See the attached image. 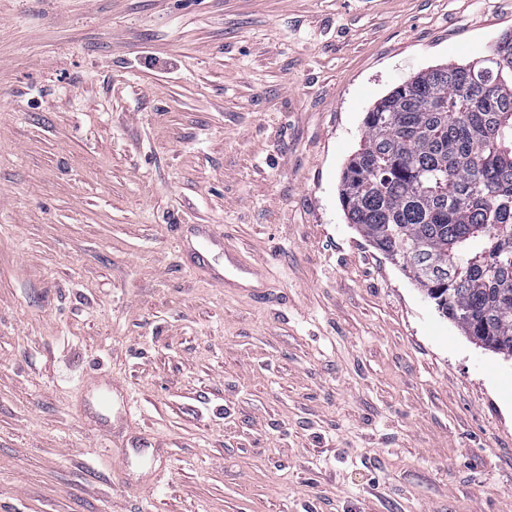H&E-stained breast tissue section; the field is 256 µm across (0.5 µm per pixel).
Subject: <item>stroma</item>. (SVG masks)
I'll return each mask as SVG.
<instances>
[{
  "mask_svg": "<svg viewBox=\"0 0 512 512\" xmlns=\"http://www.w3.org/2000/svg\"><path fill=\"white\" fill-rule=\"evenodd\" d=\"M512 0H0V512H512V358L349 224L372 105ZM266 293L227 288L225 249ZM95 368L166 448L122 475Z\"/></svg>",
  "mask_w": 512,
  "mask_h": 512,
  "instance_id": "obj_1",
  "label": "stroma"
}]
</instances>
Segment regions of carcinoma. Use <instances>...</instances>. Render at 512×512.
Here are the masks:
<instances>
[{
	"mask_svg": "<svg viewBox=\"0 0 512 512\" xmlns=\"http://www.w3.org/2000/svg\"><path fill=\"white\" fill-rule=\"evenodd\" d=\"M512 33L480 64L437 66L366 112L343 169L349 223L464 335L512 357Z\"/></svg>",
	"mask_w": 512,
	"mask_h": 512,
	"instance_id": "obj_1",
	"label": "carcinoma"
}]
</instances>
